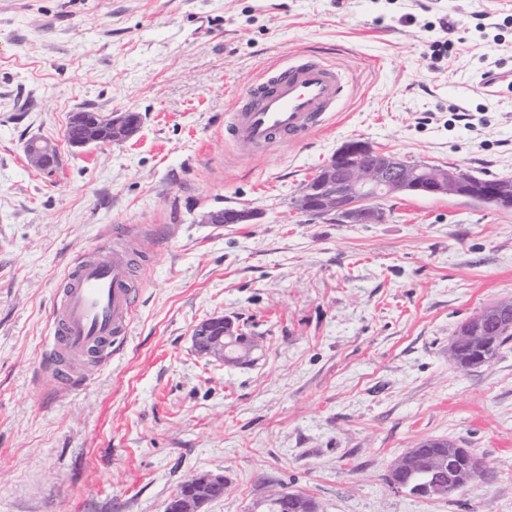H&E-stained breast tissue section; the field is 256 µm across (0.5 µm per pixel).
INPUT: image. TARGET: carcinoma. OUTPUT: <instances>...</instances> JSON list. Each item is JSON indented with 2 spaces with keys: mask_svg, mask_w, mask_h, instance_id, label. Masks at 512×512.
<instances>
[{
  "mask_svg": "<svg viewBox=\"0 0 512 512\" xmlns=\"http://www.w3.org/2000/svg\"><path fill=\"white\" fill-rule=\"evenodd\" d=\"M506 306L512 311V298L486 305L459 325L448 348L449 360L461 370L490 365L500 351L512 341V326L508 321L486 314L491 308ZM479 331L483 344L479 352L470 350L458 341L472 331ZM455 458L459 472L469 484L489 474V468L475 464L479 456L467 448H461L452 440L429 439L420 442L396 458L389 470L388 482L404 487L407 493L419 497L427 496V487L448 466V458ZM267 512H320L316 501L308 497L304 500L287 496L282 491H274L267 496Z\"/></svg>",
  "mask_w": 512,
  "mask_h": 512,
  "instance_id": "carcinoma-1",
  "label": "carcinoma"
}]
</instances>
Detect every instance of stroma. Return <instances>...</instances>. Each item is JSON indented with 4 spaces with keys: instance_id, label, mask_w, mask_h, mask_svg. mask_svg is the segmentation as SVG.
I'll use <instances>...</instances> for the list:
<instances>
[{
    "instance_id": "stroma-1",
    "label": "stroma",
    "mask_w": 512,
    "mask_h": 512,
    "mask_svg": "<svg viewBox=\"0 0 512 512\" xmlns=\"http://www.w3.org/2000/svg\"><path fill=\"white\" fill-rule=\"evenodd\" d=\"M309 54L347 84L328 127L263 150L225 138L236 96ZM489 59L512 73V0H0V512H164L203 472L228 482L203 512L283 487L322 512H512V347L481 368L448 358L460 322L512 297V210L411 196L336 224L294 206L353 139L512 177V90L486 91ZM83 107L143 125L74 148ZM33 137L56 145L54 172L28 161ZM225 207L263 217L202 223ZM124 225L130 331L59 387L41 366L51 304L72 258ZM218 315L257 337L253 364L195 352ZM435 438L489 474L440 500L393 490L392 461Z\"/></svg>"
}]
</instances>
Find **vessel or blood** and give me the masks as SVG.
<instances>
[{
	"mask_svg": "<svg viewBox=\"0 0 512 512\" xmlns=\"http://www.w3.org/2000/svg\"><path fill=\"white\" fill-rule=\"evenodd\" d=\"M344 89L342 76L316 56L270 67L236 97L226 130L258 148L295 142L328 125ZM132 252L116 235L108 250L79 254L68 268L51 313L53 343L42 358L66 387L82 385L87 361L105 362L123 344L135 311Z\"/></svg>",
	"mask_w": 512,
	"mask_h": 512,
	"instance_id": "vessel-or-blood-1",
	"label": "vessel or blood"
}]
</instances>
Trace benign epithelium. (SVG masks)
<instances>
[{
  "mask_svg": "<svg viewBox=\"0 0 512 512\" xmlns=\"http://www.w3.org/2000/svg\"><path fill=\"white\" fill-rule=\"evenodd\" d=\"M72 123L81 128L77 148L125 142L140 130L143 117L134 111L104 115L96 111L73 114ZM29 161L43 171L55 166L56 150L43 137L27 141ZM478 194L487 204L512 209V185L484 186L464 178L458 169L426 162H408L380 152L362 140L342 144L323 164L318 183H306L295 201L297 212L311 221L331 217L341 224H377L386 220L381 203L404 196L470 197ZM262 218L255 209L212 210L202 216L205 224H253ZM240 334L231 319L210 317L197 324L191 336L195 352L227 364H240L239 351L249 347L235 344ZM193 488L177 490L166 502L165 512H201L208 502L224 496L227 482L222 475H195Z\"/></svg>",
  "mask_w": 512,
  "mask_h": 512,
  "instance_id": "benign-epithelium-1",
  "label": "benign epithelium"
}]
</instances>
